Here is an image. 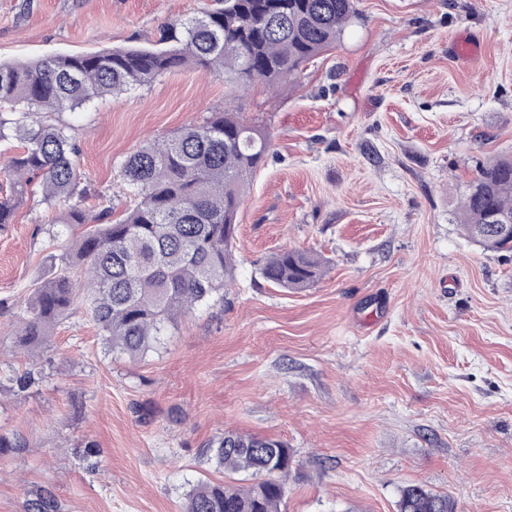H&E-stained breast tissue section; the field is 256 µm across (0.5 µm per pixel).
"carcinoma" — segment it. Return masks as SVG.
<instances>
[{
    "instance_id": "obj_1",
    "label": "carcinoma",
    "mask_w": 512,
    "mask_h": 512,
    "mask_svg": "<svg viewBox=\"0 0 512 512\" xmlns=\"http://www.w3.org/2000/svg\"><path fill=\"white\" fill-rule=\"evenodd\" d=\"M357 15L356 0H217L163 29L155 47L131 46L33 62L0 63V144L20 143L0 173V230L40 180L42 203L65 205L50 234L61 264L32 285L26 317L13 333L35 348L79 303L97 325L105 350L132 359L159 349L179 316L224 294L232 278L238 214L249 182L272 146L267 130L239 112H212L162 140L148 141L121 164L132 199L112 221V202L82 206L88 189L77 181V147L54 118L111 95L151 87L159 77L192 65L246 89L271 88L341 41ZM495 212L511 220L490 224ZM73 224H88L65 239ZM465 237L487 252L512 251V158L482 166L467 185L458 214ZM326 261L304 250H282L260 268L264 280L299 291L322 278ZM218 465L251 473L241 487L199 479L185 494L184 512H279L284 484L273 478L291 463L288 445L226 432L212 445ZM398 512H456L447 495L419 485L400 491ZM51 493L28 512H54Z\"/></svg>"
}]
</instances>
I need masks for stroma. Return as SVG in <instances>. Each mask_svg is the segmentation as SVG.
I'll list each match as a JSON object with an SVG mask.
<instances>
[{"instance_id": "obj_1", "label": "stroma", "mask_w": 512, "mask_h": 512, "mask_svg": "<svg viewBox=\"0 0 512 512\" xmlns=\"http://www.w3.org/2000/svg\"><path fill=\"white\" fill-rule=\"evenodd\" d=\"M215 0H0V61L154 43ZM335 48L275 89L186 68L60 114L92 194L128 205L120 165L215 111L268 130L246 193L234 281L164 348L109 354L84 309L14 346L32 285L59 264L38 200L0 230V512L51 491L57 512H181L227 431L287 443L281 512H397L418 484L459 512H512V254L455 222L467 184L512 156V0H359ZM461 33L481 48L448 52ZM329 261L284 291L260 267ZM30 373L18 391L14 379ZM95 445L97 466L86 451ZM327 262L304 250H282L260 268L264 280L279 288L299 291L311 288L322 278Z\"/></svg>"}]
</instances>
